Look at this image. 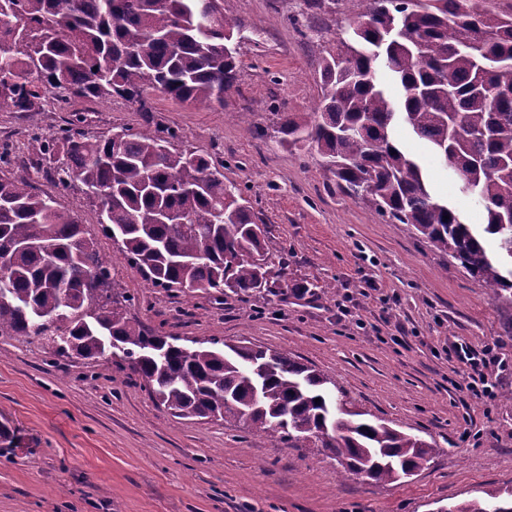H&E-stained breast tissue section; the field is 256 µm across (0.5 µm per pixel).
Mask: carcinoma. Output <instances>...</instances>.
<instances>
[{"mask_svg": "<svg viewBox=\"0 0 512 512\" xmlns=\"http://www.w3.org/2000/svg\"><path fill=\"white\" fill-rule=\"evenodd\" d=\"M357 5L347 37L321 55L322 96L305 119L287 116L282 141L316 152L336 190L455 260L512 308V13L479 0H311ZM224 0H0V112H40L152 89L180 103L224 104L239 51ZM384 61L399 85L378 78ZM72 112L57 135L34 139L23 168L63 154L51 179L78 181L98 201L117 253L152 287L190 295L269 287L273 247L224 165L176 148L172 130L123 128L91 137ZM424 139L486 213L458 221L396 130ZM449 219H443V216ZM113 260L57 199L0 172V336L38 337L86 358L118 357L157 403L179 418L218 415L243 432L317 448L343 472L397 482L439 452L367 418L335 381L286 352L217 338L182 346L127 315L112 295ZM321 402H315V399ZM454 512H512V491Z\"/></svg>", "mask_w": 512, "mask_h": 512, "instance_id": "1", "label": "carcinoma"}]
</instances>
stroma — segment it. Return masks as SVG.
Returning a JSON list of instances; mask_svg holds the SVG:
<instances>
[{
	"label": "stroma",
	"mask_w": 512,
	"mask_h": 512,
	"mask_svg": "<svg viewBox=\"0 0 512 512\" xmlns=\"http://www.w3.org/2000/svg\"><path fill=\"white\" fill-rule=\"evenodd\" d=\"M224 12L239 26L241 66L223 104L189 106L149 91L139 104L115 95L76 109L88 135L169 127L223 164L276 246L277 288L219 301L176 295L121 260L112 286L133 296L128 315L144 326L182 340L286 351L374 416L435 440L440 452L395 483L341 477L336 461L315 449L172 417L118 359L59 356L44 340L0 336V512H436L512 490V410L455 390L451 350L461 340L496 344L505 362L492 378L499 391L512 390V309L410 226L386 223L337 193L315 153L280 142L283 113L316 108L312 45H334L345 15L312 17L307 0H224ZM65 118L50 104L0 112V143L14 158L8 170L33 178L78 216L101 251H115L80 183L61 187L17 163L31 137L53 135ZM403 141L469 223H483L454 172L422 141ZM310 284L315 293L300 294ZM340 300L351 316L338 317ZM358 317L366 329L356 328Z\"/></svg>",
	"instance_id": "35a3bbf8"
}]
</instances>
